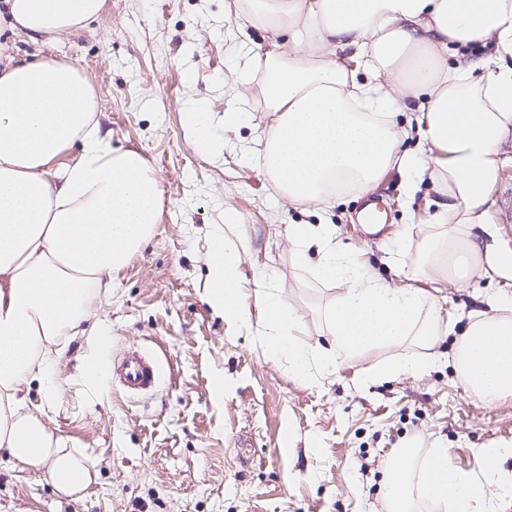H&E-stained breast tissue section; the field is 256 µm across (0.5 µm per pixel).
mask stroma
<instances>
[{
	"label": "stroma",
	"mask_w": 512,
	"mask_h": 512,
	"mask_svg": "<svg viewBox=\"0 0 512 512\" xmlns=\"http://www.w3.org/2000/svg\"><path fill=\"white\" fill-rule=\"evenodd\" d=\"M225 0H105L91 29L52 41L0 32V53L73 63L95 85L101 127L113 145L142 152L167 205L150 239L117 274L111 299L93 305L102 334L71 344L58 363L49 430L95 465L79 498L0 454V512H382L383 480L410 439H440L456 467L480 472L487 448L512 446V397L487 405L453 362L468 313L498 292L489 277L448 284L439 303L459 313L440 359L419 376L378 377L389 348L308 379L269 360L259 318L233 323L203 299L214 233L234 210L241 287L282 290L300 318V344L328 339L325 311L340 284L299 262L292 224H334L338 240L384 278L420 274L441 195L430 181L407 197V176L386 172L371 188L389 220L362 228V198L333 197L325 211L290 205L262 167L270 123L253 82L235 74L265 48L267 32L226 16ZM204 104L216 149L201 153L183 114ZM245 120L224 128L226 112ZM404 255L392 270L387 259ZM131 350L154 356L159 386L132 396L113 383L90 390L82 357L109 366ZM223 389H216V377Z\"/></svg>",
	"instance_id": "obj_1"
}]
</instances>
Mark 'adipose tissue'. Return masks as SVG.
I'll return each instance as SVG.
<instances>
[{
  "instance_id": "obj_1",
  "label": "adipose tissue",
  "mask_w": 512,
  "mask_h": 512,
  "mask_svg": "<svg viewBox=\"0 0 512 512\" xmlns=\"http://www.w3.org/2000/svg\"><path fill=\"white\" fill-rule=\"evenodd\" d=\"M11 32L61 39L95 22L105 0H6ZM275 39L243 81H257L273 121L262 166L294 206L360 194L387 169L429 172L443 199L418 282L394 285L359 263L329 224H292L299 261L318 257L319 277L345 294L326 314L328 346L307 349L299 318L278 292H242V257L215 234L206 302L231 322L259 314L262 347L294 377L358 363L376 347L396 349L384 376L424 372L407 339L436 346L444 318L435 296L448 282L484 272L512 281V249L488 221L497 156L512 137V0H230ZM288 34L290 48L278 42ZM494 42L492 54L449 60L459 48ZM93 83L53 60L0 63V451L45 472L72 496L94 465L47 428L52 369L77 338L96 333L93 301L159 224L164 195L141 153L113 147L97 119ZM409 111L408 125L396 116ZM416 149H406L409 139ZM76 159L57 165L71 148ZM454 363L472 393L491 405L512 395V298L497 297L460 338ZM39 387L42 404L30 401ZM418 441L396 452L385 477L384 512H494L489 485L512 492L501 448L484 450L482 474L460 470L446 448L419 460Z\"/></svg>"
}]
</instances>
